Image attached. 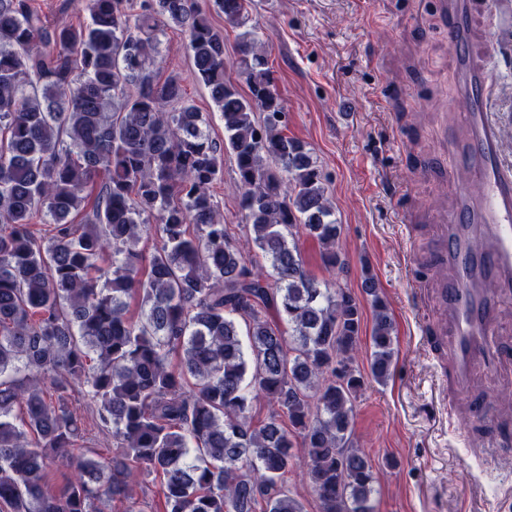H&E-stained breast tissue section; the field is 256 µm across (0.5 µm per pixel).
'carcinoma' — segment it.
Wrapping results in <instances>:
<instances>
[{
    "label": "carcinoma",
    "mask_w": 512,
    "mask_h": 512,
    "mask_svg": "<svg viewBox=\"0 0 512 512\" xmlns=\"http://www.w3.org/2000/svg\"><path fill=\"white\" fill-rule=\"evenodd\" d=\"M250 5L214 0L241 30L243 94L196 0H145L135 17L128 0H83L88 24L53 28L28 0H0V512H102L95 503L117 498L141 512L133 488L151 474L165 512H305L285 486L298 442L321 512H374L373 466L352 439L361 301L305 268L302 233L344 270L340 225L315 152L285 133ZM171 24L221 112L222 146L182 82L154 71ZM226 150L269 273L216 217ZM37 218L53 225L45 245ZM152 220L161 243L146 258ZM363 284L383 383L394 322L367 265ZM75 391L112 433L108 464L75 448ZM56 464L70 476L51 493Z\"/></svg>",
    "instance_id": "obj_1"
}]
</instances>
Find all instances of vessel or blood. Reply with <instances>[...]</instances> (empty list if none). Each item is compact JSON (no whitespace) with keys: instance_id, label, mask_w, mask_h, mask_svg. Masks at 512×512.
<instances>
[{"instance_id":"b4317fda","label":"vessel or blood","mask_w":512,"mask_h":512,"mask_svg":"<svg viewBox=\"0 0 512 512\" xmlns=\"http://www.w3.org/2000/svg\"><path fill=\"white\" fill-rule=\"evenodd\" d=\"M445 16L449 46L468 59L467 8L461 0H447ZM494 92L487 68L471 66L463 111L471 137L464 149L449 151L447 173L468 171L481 187V199L463 200L448 223L439 225L433 252L435 262L455 275L452 286L437 291L449 319L438 331L452 389L466 399L479 373L512 363V346L495 342L499 307L512 299V167L501 154L506 122L490 110Z\"/></svg>"}]
</instances>
